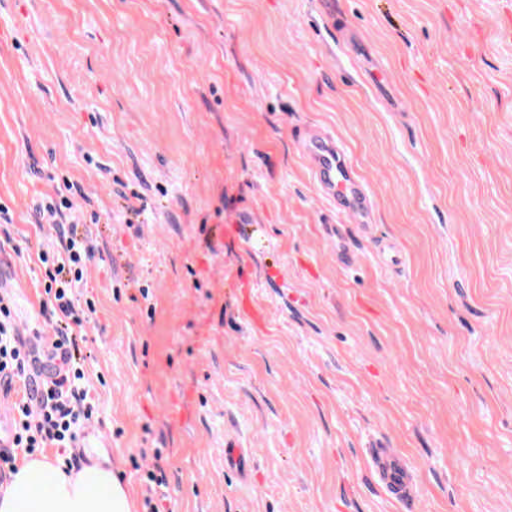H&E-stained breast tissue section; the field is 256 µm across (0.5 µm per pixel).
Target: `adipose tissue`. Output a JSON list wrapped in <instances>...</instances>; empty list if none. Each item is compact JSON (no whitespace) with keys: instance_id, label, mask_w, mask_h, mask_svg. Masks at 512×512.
<instances>
[{"instance_id":"adipose-tissue-1","label":"adipose tissue","mask_w":512,"mask_h":512,"mask_svg":"<svg viewBox=\"0 0 512 512\" xmlns=\"http://www.w3.org/2000/svg\"><path fill=\"white\" fill-rule=\"evenodd\" d=\"M131 493L112 469L108 449L88 453L80 468L41 454L17 465L0 489V512H133Z\"/></svg>"}]
</instances>
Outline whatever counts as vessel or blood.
<instances>
[{"mask_svg":"<svg viewBox=\"0 0 512 512\" xmlns=\"http://www.w3.org/2000/svg\"><path fill=\"white\" fill-rule=\"evenodd\" d=\"M305 150L316 181L340 213L352 214L368 208V190L335 142L312 134L308 137ZM234 278L239 311L254 330H265L267 311L254 295L255 281L251 269L235 272ZM372 467L380 485L389 494L400 500L411 497V476L404 461L391 449H377L372 456Z\"/></svg>","mask_w":512,"mask_h":512,"instance_id":"vessel-or-blood-1","label":"vessel or blood"}]
</instances>
